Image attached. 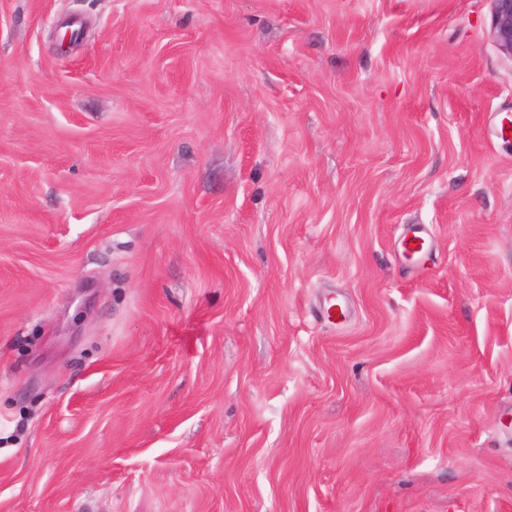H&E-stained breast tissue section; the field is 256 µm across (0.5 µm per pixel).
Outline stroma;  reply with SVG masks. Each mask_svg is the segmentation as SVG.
Masks as SVG:
<instances>
[{"label": "stroma", "mask_w": 512, "mask_h": 512, "mask_svg": "<svg viewBox=\"0 0 512 512\" xmlns=\"http://www.w3.org/2000/svg\"><path fill=\"white\" fill-rule=\"evenodd\" d=\"M490 12L0 0V512H512Z\"/></svg>", "instance_id": "stroma-1"}]
</instances>
